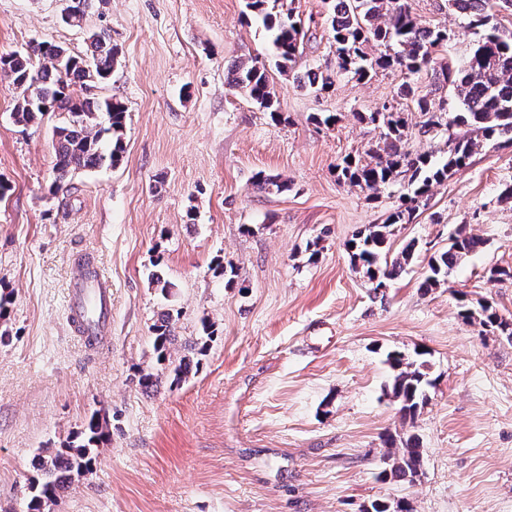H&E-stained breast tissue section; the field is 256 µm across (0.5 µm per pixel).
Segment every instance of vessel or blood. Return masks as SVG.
Wrapping results in <instances>:
<instances>
[{"label":"vessel or blood","instance_id":"b4317fda","mask_svg":"<svg viewBox=\"0 0 512 512\" xmlns=\"http://www.w3.org/2000/svg\"><path fill=\"white\" fill-rule=\"evenodd\" d=\"M68 307L73 324L81 328L82 340L104 338L112 316L110 280L80 267L68 293Z\"/></svg>","mask_w":512,"mask_h":512}]
</instances>
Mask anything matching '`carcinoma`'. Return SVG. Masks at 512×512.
<instances>
[{"instance_id":"carcinoma-1","label":"carcinoma","mask_w":512,"mask_h":512,"mask_svg":"<svg viewBox=\"0 0 512 512\" xmlns=\"http://www.w3.org/2000/svg\"><path fill=\"white\" fill-rule=\"evenodd\" d=\"M334 47L336 74L362 80L378 68H394L403 74L397 97L412 104L423 117L419 134L435 137L444 128L455 126L462 133L448 141V150L438 159L429 152H413L406 147L408 123L405 113L392 105L359 118L380 131L381 145L374 150L375 161L362 162L347 157L336 167L337 180L375 195L397 177L408 178L410 191L400 205L388 214L384 223L372 224L359 232L350 247L352 267L362 272L374 289L400 275L416 251V243H407L393 258H388V242L394 226L412 223L419 204L426 200L431 187L462 169L475 150L499 140L512 145V30L498 27L497 12L512 8V0H448L468 26L479 31L470 55L460 64L438 63V52L448 45V29L422 25L413 15L408 0H327ZM250 16L261 24L272 50L271 61L279 71L293 70L304 38L301 19L288 7V0H247ZM88 49L76 54L50 41L28 45L24 51L0 55V73L20 89L12 112L15 123L27 126L50 112L64 115L55 128L53 179L49 191L57 195L67 190V183L78 170L114 167L124 152L123 135L127 110L122 101L101 97L94 88L112 75L117 51L108 33L94 32L88 37ZM371 43L389 47L394 53L377 57L366 52ZM429 75L433 83L453 88L463 104V111L449 113L443 100L419 91L418 77ZM333 84L331 75L311 72L298 87L317 95ZM231 87L243 92L259 108L277 121L276 91L270 84L266 64L242 60L231 70ZM254 188L260 192L282 193L288 181L276 176L258 175ZM486 240L459 227L448 246L430 257L428 274L421 288L430 291L448 282V276L465 257L482 250ZM459 317L477 323L484 333L512 336V322L502 318L488 302L473 308L460 299ZM154 348L158 362L169 363L172 383L179 384L187 372L188 356L171 362L173 344L172 315L168 312L153 324ZM426 352L412 360L400 351H390L386 363L392 372L390 395L399 405L404 422L415 420L427 404L430 377ZM111 441L106 418H91L82 430L58 448H43L35 463L36 474L28 479L24 512H50L66 489L93 470L100 450ZM422 458L417 437L411 435L396 452L390 475L412 480Z\"/></svg>"}]
</instances>
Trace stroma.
<instances>
[{
	"label": "stroma",
	"instance_id": "1",
	"mask_svg": "<svg viewBox=\"0 0 512 512\" xmlns=\"http://www.w3.org/2000/svg\"><path fill=\"white\" fill-rule=\"evenodd\" d=\"M423 25L447 28V57L476 36L448 0H410ZM304 21L296 74L331 69L323 0H293ZM61 0H0V54L51 40L85 52L95 31L119 57L102 96L128 112L118 166L76 172L49 195L55 162L47 114L23 127L17 91L0 74V289L13 301L0 342V512L23 501L32 461L105 415L111 442L92 473L51 512H363L403 500L408 512H512V338L482 333L458 316V296L492 302L512 320V147L478 148L432 188L413 223L412 263L384 292L352 268L346 244L382 223L402 183L376 199L337 182L345 155L366 157L379 131L359 120L390 101L399 72L338 76L317 96L269 69L283 115L228 85L240 60L268 56L245 0H94L81 26ZM319 112L337 115L317 124ZM288 191L254 189L257 174ZM486 241L445 286L424 291L427 261L458 227ZM317 242L319 255L306 246ZM92 257L112 283V334L86 349L66 296L76 256ZM233 262V286L214 276ZM170 284L161 292L153 275ZM176 312L174 334L215 333L179 384L140 390L157 373L152 325ZM428 353L436 384L414 423L388 395L387 350ZM415 435L423 450L413 482L381 479L387 439Z\"/></svg>",
	"mask_w": 512,
	"mask_h": 512
}]
</instances>
